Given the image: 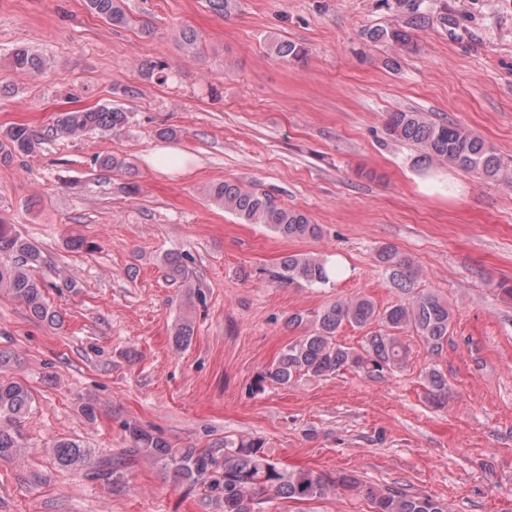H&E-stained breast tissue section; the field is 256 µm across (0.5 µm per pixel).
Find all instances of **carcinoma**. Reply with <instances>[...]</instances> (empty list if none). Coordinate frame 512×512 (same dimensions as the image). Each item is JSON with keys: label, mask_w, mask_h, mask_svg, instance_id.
<instances>
[{"label": "carcinoma", "mask_w": 512, "mask_h": 512, "mask_svg": "<svg viewBox=\"0 0 512 512\" xmlns=\"http://www.w3.org/2000/svg\"><path fill=\"white\" fill-rule=\"evenodd\" d=\"M217 15L229 17L239 9V0H207ZM422 0H393L388 8L399 16V22L385 28L369 29L366 41L392 42L409 48L412 37L409 26L418 19ZM89 10L117 28L132 24L122 7V0H87ZM271 55L284 62H300L305 49L290 41L272 40ZM11 67L22 74H34L46 67V60L27 48L16 49ZM128 121L126 112L112 107L76 108L57 114L47 133L40 135L27 124L15 123L0 130V164L9 165L28 157L48 140H68L93 131L110 132ZM388 136L410 142L420 148L428 161L456 166L478 177L494 178L504 171L503 159L482 138L466 127L435 121L422 112H393L386 123ZM93 165L106 169L128 171L130 162L117 157H97ZM208 197L222 205L243 224H262L286 239L316 238L321 232L303 211L276 203L266 193L250 190L237 183L212 185ZM0 293L22 304L34 319L50 324L58 315L47 302L44 280L34 270L46 264L42 251L19 232L0 224ZM378 258L390 272L395 288L405 299L382 310L368 297L337 299L318 312L314 330L295 342L286 344L275 361L258 373L257 388L268 384L290 386L303 378L324 377L352 369L377 379L386 372L401 370L408 359V350L400 335L407 330L418 333L430 352L437 353L448 339L452 310L437 294L413 288L417 276L410 257L391 245L381 247ZM189 256L165 257L166 274L173 281L185 279V261ZM278 284L304 282L324 285L329 281L327 258L297 253L285 256L270 275ZM378 323L381 330L365 337L363 351L357 352L336 343L341 326L365 328ZM194 334L193 320L182 317L174 326L176 346H186ZM430 397L438 402L448 393V380L435 368L428 371ZM32 396L20 381L0 378V459H11L25 452L18 439L21 420L29 412ZM130 448L128 456L151 457L163 462L168 476L176 483L202 484L210 497L221 504L222 512H256V505L265 497L288 499L296 503L321 500L338 487H358L352 476L335 480L300 468L280 467L258 436L240 435L224 441V455L211 449L172 448L164 440L136 425L127 426ZM54 462L63 468L94 465L90 449L72 440H58L49 448ZM371 502L372 512H448V506L429 496L412 494L400 487L370 485L362 490Z\"/></svg>", "instance_id": "cac0c4a2"}]
</instances>
